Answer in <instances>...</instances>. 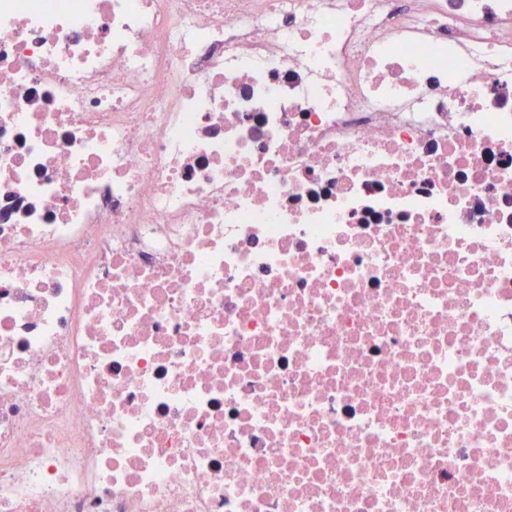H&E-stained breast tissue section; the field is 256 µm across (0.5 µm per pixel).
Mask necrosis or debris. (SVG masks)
Returning a JSON list of instances; mask_svg holds the SVG:
<instances>
[{
	"label": "necrosis or debris",
	"instance_id": "obj_1",
	"mask_svg": "<svg viewBox=\"0 0 512 512\" xmlns=\"http://www.w3.org/2000/svg\"><path fill=\"white\" fill-rule=\"evenodd\" d=\"M0 512H512V0H0Z\"/></svg>",
	"mask_w": 512,
	"mask_h": 512
}]
</instances>
